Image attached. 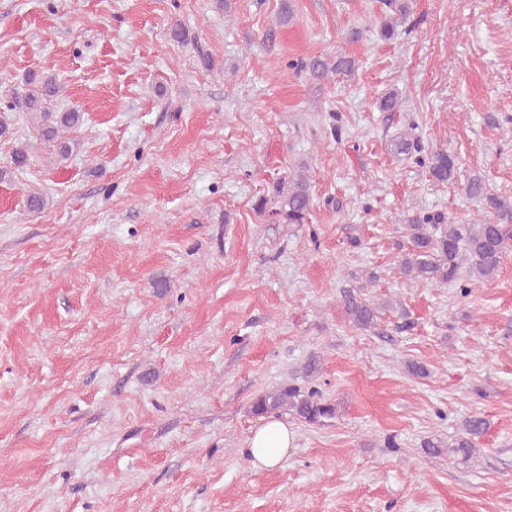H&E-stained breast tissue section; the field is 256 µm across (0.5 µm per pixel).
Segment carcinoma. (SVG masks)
<instances>
[{"instance_id":"1","label":"carcinoma","mask_w":512,"mask_h":512,"mask_svg":"<svg viewBox=\"0 0 512 512\" xmlns=\"http://www.w3.org/2000/svg\"><path fill=\"white\" fill-rule=\"evenodd\" d=\"M316 78L330 73L348 74L355 70V60L338 56L331 62L316 56L302 64ZM59 93L56 79L47 73L32 70L24 82V88L8 89L0 95V137L10 134V125L3 119L6 112L26 115L30 124L41 132L47 141H53L64 132L74 129L82 121L81 113L55 112L50 109L51 98ZM428 171L433 181L446 184L454 178L455 161L443 150L431 153ZM465 194L500 217L512 216V205L505 198L491 192L486 181L473 176L467 180ZM260 205L261 213L268 214L275 224H304L313 205L308 180L299 175L290 181L288 192H278L274 206ZM410 245L401 255L399 269L403 277L412 282L452 284L467 296L470 280H491L499 272L501 264L512 252V224H497L489 219L460 224L441 214L415 217L404 225ZM341 301L353 325L368 329L374 324L375 303L352 289L343 291ZM289 413L312 425H322L336 418V405L313 389L304 392L300 387L288 385L261 395L253 404L256 415ZM485 417L473 414L465 419L461 431L448 444L439 439L424 442L431 455H439L448 448V457L468 463L476 457V441L487 431Z\"/></svg>"}]
</instances>
